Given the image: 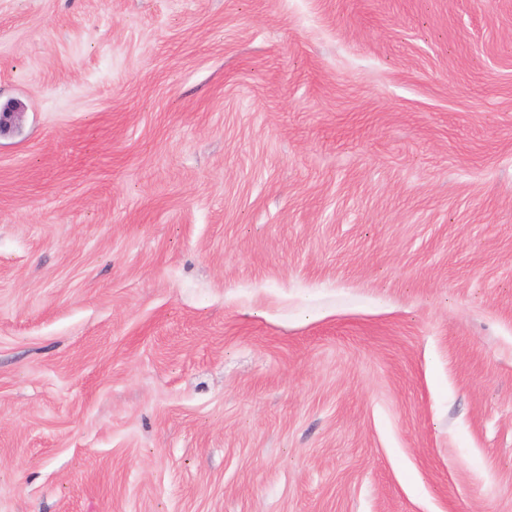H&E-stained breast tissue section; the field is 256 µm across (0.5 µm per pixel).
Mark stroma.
<instances>
[{"label":"stroma","instance_id":"stroma-1","mask_svg":"<svg viewBox=\"0 0 512 512\" xmlns=\"http://www.w3.org/2000/svg\"><path fill=\"white\" fill-rule=\"evenodd\" d=\"M0 512H512V0H0Z\"/></svg>","mask_w":512,"mask_h":512}]
</instances>
